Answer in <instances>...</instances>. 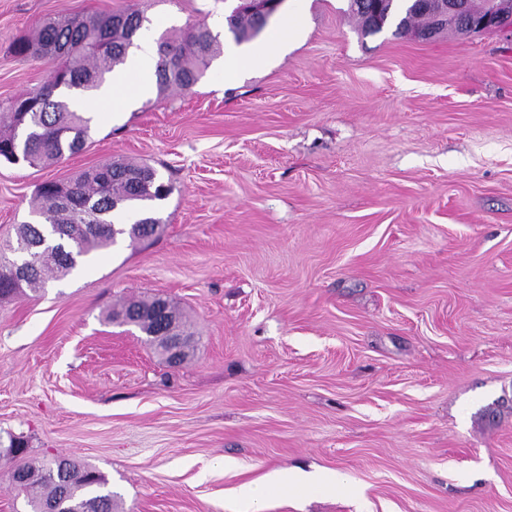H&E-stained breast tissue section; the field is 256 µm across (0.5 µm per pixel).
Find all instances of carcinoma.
<instances>
[{"label": "carcinoma", "instance_id": "cac0c4a2", "mask_svg": "<svg viewBox=\"0 0 512 512\" xmlns=\"http://www.w3.org/2000/svg\"><path fill=\"white\" fill-rule=\"evenodd\" d=\"M435 0H349L350 11L358 17L367 34H376L399 18L396 32L419 30L429 38L444 31L468 34L464 18L450 20L443 26L436 25ZM129 20L125 29L112 27V15L83 13L53 18L43 23L33 38H20L12 51L24 58H33L52 64L50 78L40 87L0 106V126L5 132L0 143L16 136L15 113L24 106L28 112L29 128L25 134L21 161L30 165L57 163L81 152L90 135V118L71 107L63 99V90L76 91L78 96H88L97 90L115 67L125 63L131 37L145 21L143 13L128 7L121 11ZM228 32L236 43L242 44L256 37L261 28L258 19L250 12L246 0H238L229 15L225 16ZM156 89L158 95L169 91H191L209 68L211 62L223 54L219 37L214 35L206 22L187 26L178 33L162 35L158 40ZM73 127L81 134L79 141H72L62 134ZM137 170L150 172L152 184L138 185L130 174ZM76 201H92L97 211L78 210L73 214L76 224H95L96 231L82 235L62 246L44 248L37 269L33 271L26 288L33 293L44 290L51 280L69 275L92 252L108 247L120 236L130 242L140 243L156 233L159 221L142 217L133 224H114L110 217L125 212L143 202L167 199L172 186L159 178L156 169L146 163L110 161L97 167V175L80 173L67 177ZM53 181L48 180L36 189L35 213L42 223L21 224L17 227L15 242L8 244L13 253L25 250L38 237L41 224H57ZM145 306L143 302H129L109 314L118 324L134 318L133 310ZM136 319V318H134ZM135 326L152 337L162 330L160 323L138 318ZM24 483L19 491L25 494L30 512H42L46 505L60 498L69 501L71 512H114L115 494L107 489L106 479L97 471L79 467L65 460L64 474H59L58 459L38 463H25Z\"/></svg>", "mask_w": 512, "mask_h": 512}]
</instances>
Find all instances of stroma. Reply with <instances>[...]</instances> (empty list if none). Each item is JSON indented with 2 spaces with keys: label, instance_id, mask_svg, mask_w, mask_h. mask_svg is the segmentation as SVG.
Listing matches in <instances>:
<instances>
[{
  "label": "stroma",
  "instance_id": "1",
  "mask_svg": "<svg viewBox=\"0 0 512 512\" xmlns=\"http://www.w3.org/2000/svg\"><path fill=\"white\" fill-rule=\"evenodd\" d=\"M131 6L182 29L232 4L0 0V104L49 76L14 41ZM348 7L310 0L302 43L234 84L104 110L62 162L0 160L1 243L47 180L124 159L174 186L157 237L0 298V443H25L0 512L54 457L119 512H224L297 468L344 485L263 512H512V36L367 35ZM155 297L195 335L174 367L107 319Z\"/></svg>",
  "mask_w": 512,
  "mask_h": 512
}]
</instances>
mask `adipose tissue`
Instances as JSON below:
<instances>
[{
  "label": "adipose tissue",
  "instance_id": "1",
  "mask_svg": "<svg viewBox=\"0 0 512 512\" xmlns=\"http://www.w3.org/2000/svg\"><path fill=\"white\" fill-rule=\"evenodd\" d=\"M304 2L305 0H296L295 15L285 19L261 42L252 45L248 52H240L232 45L225 46L220 73L222 81H234L243 65L257 66L297 47L304 36V29L297 18L298 13L304 10ZM156 64L157 33L154 28H142L134 39L126 65L113 71L95 97L77 100L76 108L97 112L108 104L116 112L127 109L135 99L151 94L155 84ZM320 480V475L314 473H288L276 470L225 490L224 509L225 512H241L246 506L255 508L268 495L284 486L301 489Z\"/></svg>",
  "mask_w": 512,
  "mask_h": 512
}]
</instances>
